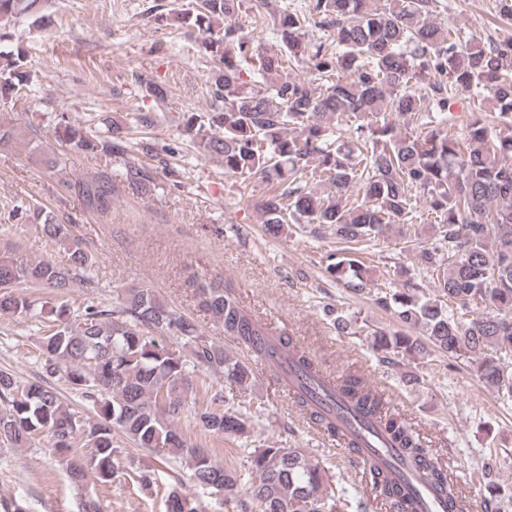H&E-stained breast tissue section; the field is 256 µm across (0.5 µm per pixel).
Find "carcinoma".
Returning <instances> with one entry per match:
<instances>
[{
  "label": "carcinoma",
  "mask_w": 512,
  "mask_h": 512,
  "mask_svg": "<svg viewBox=\"0 0 512 512\" xmlns=\"http://www.w3.org/2000/svg\"><path fill=\"white\" fill-rule=\"evenodd\" d=\"M39 0H0V20L34 9ZM244 0H191L175 8L173 20L198 32L200 46L219 64L213 77V112L206 121L191 114L185 130L201 152L224 161V173L260 177L270 185L260 201L265 231L278 236L290 224L333 228L336 249L327 257L328 276L354 294L390 312L409 332L377 330L382 359L411 358L423 341L448 356L465 359L476 376L504 403L512 402V0H497L496 26L505 35L463 37L437 20L440 0H313L305 10L284 3L273 26L281 49L256 43L238 21ZM327 32L309 38V27ZM308 70V80L289 73ZM28 82L20 39L0 28V98ZM476 98L457 133L448 132L455 93ZM126 128L118 120L102 132L65 123L55 136L72 149L110 156L123 149ZM128 192L155 187L149 171L128 165L121 174ZM96 210L108 209L112 177L62 183ZM422 199L435 241L412 247L414 264L432 279V290L407 281L374 292L363 260L371 243L393 227L411 226ZM42 233L63 247L66 261H28L17 249L0 254V314L50 323L40 338L46 371L63 373L95 412L92 419L69 409L43 382L17 384L0 371V397L10 403L0 415V440L15 447L44 435L60 456L70 458L68 476L87 472L112 482L123 435L136 447L188 460L190 479L208 489L224 488L229 499L241 474L187 443L174 425L183 396L192 388L189 367L204 365L239 390L251 373L197 324L165 304L151 288L127 289L112 309L74 307L69 296L93 266V255L73 234V225L34 208ZM46 289L55 302L41 305L25 294ZM196 291L211 313L251 355L261 359L264 323L219 285ZM338 333L349 334L352 318L339 309ZM155 332L158 340L149 335ZM174 339V349L167 340ZM284 349L311 371L318 365L289 337ZM187 353H182V349ZM351 407L374 419L407 458L429 469L448 496V512H467L466 501L420 434L390 409L384 392L357 372L340 381ZM299 411L323 431L336 434L309 397L292 393ZM197 425L217 437L248 433L245 414L227 407L196 414ZM92 448L87 461L79 448ZM255 480L237 500L238 512H367L344 487L327 495L324 467L297 448L265 445L249 453ZM372 490L410 512L394 484L371 473ZM168 512H199L192 496L174 490Z\"/></svg>",
  "instance_id": "1"
}]
</instances>
